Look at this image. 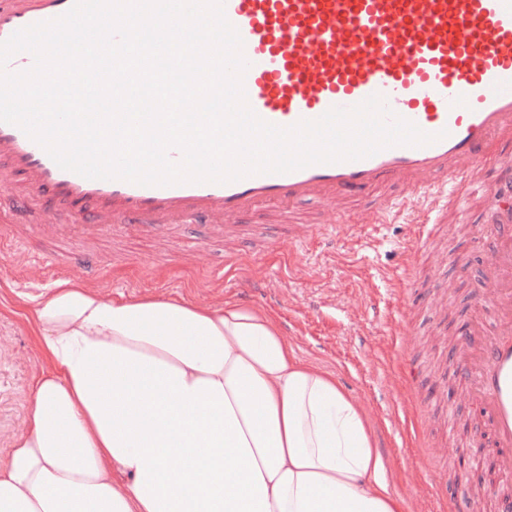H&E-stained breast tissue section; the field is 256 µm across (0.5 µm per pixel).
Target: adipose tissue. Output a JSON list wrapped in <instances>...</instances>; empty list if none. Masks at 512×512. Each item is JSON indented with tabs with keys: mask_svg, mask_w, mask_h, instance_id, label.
Listing matches in <instances>:
<instances>
[{
	"mask_svg": "<svg viewBox=\"0 0 512 512\" xmlns=\"http://www.w3.org/2000/svg\"><path fill=\"white\" fill-rule=\"evenodd\" d=\"M22 317L50 368L0 512H404L361 401L264 313L64 281Z\"/></svg>",
	"mask_w": 512,
	"mask_h": 512,
	"instance_id": "ef3b65f1",
	"label": "adipose tissue"
}]
</instances>
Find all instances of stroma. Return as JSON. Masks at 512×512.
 <instances>
[{
    "label": "stroma",
    "mask_w": 512,
    "mask_h": 512,
    "mask_svg": "<svg viewBox=\"0 0 512 512\" xmlns=\"http://www.w3.org/2000/svg\"><path fill=\"white\" fill-rule=\"evenodd\" d=\"M426 214L409 207L380 216L361 236L339 223L326 241L290 257L276 247L282 226L254 215L231 242L247 260L230 276L222 270L230 242L210 237L200 224L181 225L166 240L132 233L94 241L87 248L97 254L101 274L87 286L115 297L183 298L202 306L251 292V307L275 321L300 358L334 372L363 401L390 489L404 499L405 512H438L435 477L446 478L448 499L466 498L481 466L479 451L468 444L482 412L461 398L448 344L470 321L492 244L462 233L431 239L418 258L416 288L400 294L406 248ZM202 244L214 271L193 265V250ZM57 251L46 241L0 243V460L25 430L34 377L49 367L13 310L20 299L42 298L55 287V271L44 259ZM404 326L417 338L408 351L398 335ZM423 437L445 445L436 464L422 454Z\"/></svg>",
    "instance_id": "stroma-1"
}]
</instances>
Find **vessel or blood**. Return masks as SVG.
I'll return each mask as SVG.
<instances>
[{
    "mask_svg": "<svg viewBox=\"0 0 512 512\" xmlns=\"http://www.w3.org/2000/svg\"><path fill=\"white\" fill-rule=\"evenodd\" d=\"M72 3L0 0V41L62 16ZM224 12L249 63L247 102L265 122L290 127L378 94L435 142L230 183L140 185L62 169L21 128L0 122V164L20 179L12 205L34 216L25 234L60 244L65 267L98 271L84 247L89 240L169 235L182 224L231 237L256 211L287 225L279 247L290 254L326 238L335 223L361 228L373 215L430 200L434 219L416 234V253L471 188L490 199L503 193L478 174L491 164L512 171V0H224ZM307 201L317 208L304 216L298 206ZM49 207L65 223L46 220ZM486 226L503 242L476 305L493 309L496 320L461 341L458 365L490 428L497 466L510 475L512 216L490 208Z\"/></svg>",
    "mask_w": 512,
    "mask_h": 512,
    "instance_id": "b4317fda",
    "label": "vessel or blood"
}]
</instances>
